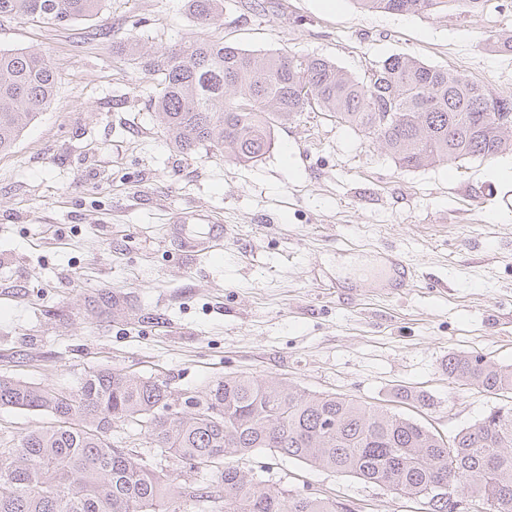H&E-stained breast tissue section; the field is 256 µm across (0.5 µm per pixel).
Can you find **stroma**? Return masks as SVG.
Returning <instances> with one entry per match:
<instances>
[{"instance_id": "35a3bbf8", "label": "stroma", "mask_w": 512, "mask_h": 512, "mask_svg": "<svg viewBox=\"0 0 512 512\" xmlns=\"http://www.w3.org/2000/svg\"><path fill=\"white\" fill-rule=\"evenodd\" d=\"M469 18L364 12L354 0H224L210 35L329 58L366 77L408 53L512 95V0ZM185 0H102L67 26L0 19V46L41 54L55 97L0 155V375L75 387L99 367L203 395L224 376L276 378L417 420L443 438L502 399L452 383V353L512 365V152L407 170L347 126L308 112L249 164L173 151L155 76L115 46L177 49ZM190 208L224 224L222 252L185 260L169 234ZM396 255L412 287L388 281ZM121 300L107 306L111 297ZM429 403L414 402L416 394ZM250 476L353 512H424L358 478L255 451Z\"/></svg>"}]
</instances>
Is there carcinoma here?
I'll use <instances>...</instances> for the list:
<instances>
[{"instance_id": "1", "label": "carcinoma", "mask_w": 512, "mask_h": 512, "mask_svg": "<svg viewBox=\"0 0 512 512\" xmlns=\"http://www.w3.org/2000/svg\"><path fill=\"white\" fill-rule=\"evenodd\" d=\"M102 0H0V18L30 16L67 25L97 13ZM363 11L478 17L491 0H354ZM222 0H186L199 32L170 55L120 50L160 77L158 127L178 153L200 145L250 163L273 144L274 127L318 112L378 144L401 168L421 169L512 152V97L407 53L387 57L361 80L328 58L282 51L262 55L201 30ZM58 75L43 57L0 48V153L49 105ZM496 97L494 110L486 99ZM448 378L505 397L512 365L448 355ZM168 386L111 368L86 372L73 389L0 375V408L46 412L47 426L0 439V512H190L216 499L224 512H352L321 497H290L248 478L257 449L348 474L416 498L425 512H449L433 486L450 481L474 512H512V405L491 410L444 439L383 408L311 393L274 379L212 381L199 408L165 413ZM134 426L174 468H154L112 444L114 428Z\"/></svg>"}]
</instances>
